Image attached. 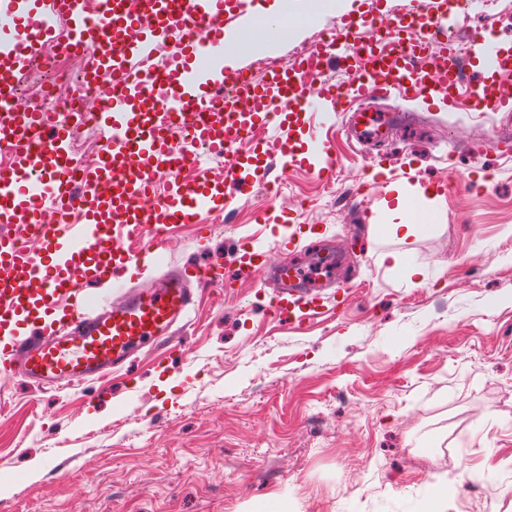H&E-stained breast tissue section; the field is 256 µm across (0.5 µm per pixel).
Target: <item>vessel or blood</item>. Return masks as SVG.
I'll return each instance as SVG.
<instances>
[{"instance_id":"b4317fda","label":"vessel or blood","mask_w":512,"mask_h":512,"mask_svg":"<svg viewBox=\"0 0 512 512\" xmlns=\"http://www.w3.org/2000/svg\"><path fill=\"white\" fill-rule=\"evenodd\" d=\"M256 0H100L88 10L86 0H0V17L14 18L10 38L0 42V104L14 94L11 76L55 40L87 60L90 78L109 76L112 93L97 115L104 131L101 158L95 168L74 176L68 131L76 116L64 117L32 105L19 122L0 126V143L14 147L0 164V222L29 224L40 230V248L21 250L14 237L0 234V378L21 377L49 389L101 378L124 365L135 351L156 340L176 342L189 323L191 285L223 287L221 267L155 268L150 288L113 283L109 291L88 296L86 280H111L112 269L131 257L112 246L122 225H134L145 238L144 253L154 251L170 225L202 224L235 198L249 194L257 182L238 161H229L223 184L205 179L174 178L163 195L153 192L159 167L170 163L167 140L171 124L185 131L189 145L213 154L229 153L243 132L256 125L282 133L280 150L294 158L289 134L293 118L304 122V135L320 160L317 175L334 166L318 119H332L344 99L365 97L369 89L415 96L426 108L450 101L455 70L438 79L427 70L407 80L398 61L417 52V45L398 41V55L361 57L349 48L351 78L347 84L325 83L316 61L329 48L313 45L307 56L272 69L263 85L242 84L228 99L227 112L215 111L208 93L224 86L221 74L207 73L204 58H216L233 36L232 23L250 15ZM64 17L65 36L44 21ZM171 43L166 56L161 44ZM56 221H42L44 211ZM256 268L269 269L288 296L278 308L311 309L297 271L287 259L270 263L258 254ZM52 316L48 333H28L29 325Z\"/></svg>"}]
</instances>
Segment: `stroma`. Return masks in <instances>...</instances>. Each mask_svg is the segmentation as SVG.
<instances>
[{
	"mask_svg": "<svg viewBox=\"0 0 512 512\" xmlns=\"http://www.w3.org/2000/svg\"><path fill=\"white\" fill-rule=\"evenodd\" d=\"M508 0H474L432 28L436 0H337L322 25L409 23L427 50L416 70L456 53L462 85L512 86V70L478 63L477 36L512 55ZM387 111L384 138L327 129L335 157L316 176L299 147L283 165L273 133L250 155L262 186L223 223L171 225L168 268L214 264L226 288L194 287L177 346L142 348L106 382L41 388L0 380V512H421L450 481L444 512H512V107L496 112ZM433 232L399 241L394 186ZM284 244L313 263L341 254L305 323L272 310L278 282L249 256ZM419 264L424 284L383 261Z\"/></svg>",
	"mask_w": 512,
	"mask_h": 512,
	"instance_id": "obj_1",
	"label": "stroma"
}]
</instances>
